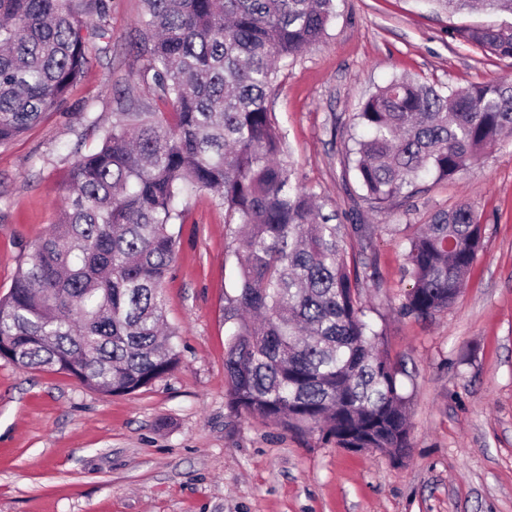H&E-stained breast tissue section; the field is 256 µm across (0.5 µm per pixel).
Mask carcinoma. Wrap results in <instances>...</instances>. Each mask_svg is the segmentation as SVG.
Listing matches in <instances>:
<instances>
[{
    "mask_svg": "<svg viewBox=\"0 0 512 512\" xmlns=\"http://www.w3.org/2000/svg\"><path fill=\"white\" fill-rule=\"evenodd\" d=\"M143 2L154 104L123 96L109 125L82 115L98 143L69 157L58 221L0 297V361L65 373L104 396L174 371L163 293L171 228L185 223L180 201L208 190L224 210L235 268L224 307L231 406L287 432L318 431L338 448L406 458L409 397L360 298L370 265L348 256L342 225L284 160L269 109L278 64L323 37L335 0ZM432 2L512 16V0ZM457 35L512 57V21ZM111 41L107 0H0V144L54 110ZM354 120L365 136L352 170L382 209L425 175L455 178L512 134V79L445 90L395 77ZM483 234L468 203L415 225L405 242L414 284L400 312L426 319L452 305Z\"/></svg>",
    "mask_w": 512,
    "mask_h": 512,
    "instance_id": "carcinoma-1",
    "label": "carcinoma"
}]
</instances>
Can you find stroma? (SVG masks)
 Listing matches in <instances>:
<instances>
[{"label": "stroma", "mask_w": 512, "mask_h": 512, "mask_svg": "<svg viewBox=\"0 0 512 512\" xmlns=\"http://www.w3.org/2000/svg\"><path fill=\"white\" fill-rule=\"evenodd\" d=\"M111 48L60 111L0 146V296L55 224L65 158L80 114L111 119L126 90L152 104L142 0H108ZM496 15H450L428 0H336L325 36L288 60L269 100L287 158L343 224H373L347 240L372 263L363 290L371 323L402 364L412 447L396 462L336 447L248 417L227 403L224 293L233 273L224 211L200 191L173 225L176 257L165 315L179 366L148 389L103 396L73 377L0 361V512H512V138L451 180L427 177L408 200L378 210L345 173L348 118L392 78L466 87L512 78V58L456 37ZM467 201L483 249L461 297L428 319L399 314L413 279L404 242L429 213Z\"/></svg>", "instance_id": "stroma-1"}]
</instances>
